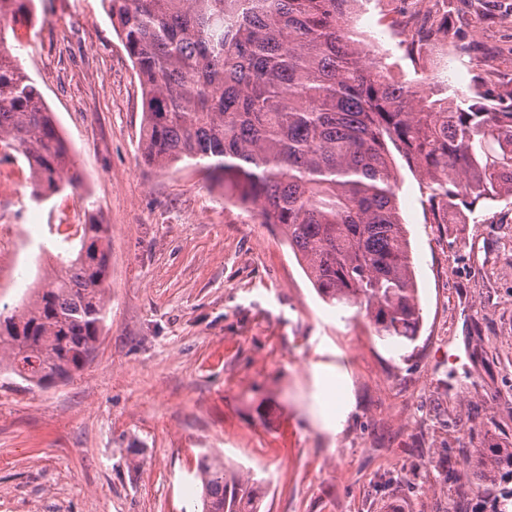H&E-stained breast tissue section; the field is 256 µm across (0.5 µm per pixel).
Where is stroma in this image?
I'll use <instances>...</instances> for the list:
<instances>
[{
  "mask_svg": "<svg viewBox=\"0 0 512 512\" xmlns=\"http://www.w3.org/2000/svg\"><path fill=\"white\" fill-rule=\"evenodd\" d=\"M15 26L84 175L35 209L112 226L106 326L91 360L42 389L0 372V512H201L200 452L253 469L260 512H492L512 496V198L436 224L396 157L422 308L417 340L381 341L317 295L277 225L195 167L138 149L142 95L102 0H35ZM444 16L449 91L512 102V0H355L360 40L409 82L427 72L398 18ZM349 406L321 414L329 384Z\"/></svg>",
  "mask_w": 512,
  "mask_h": 512,
  "instance_id": "stroma-1",
  "label": "stroma"
}]
</instances>
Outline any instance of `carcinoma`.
<instances>
[{"label":"carcinoma","instance_id":"1","mask_svg":"<svg viewBox=\"0 0 512 512\" xmlns=\"http://www.w3.org/2000/svg\"><path fill=\"white\" fill-rule=\"evenodd\" d=\"M137 71L142 158L186 162L224 200L276 224L319 297L382 341L416 340L422 312L387 143L427 178L433 223L512 197V104L443 97L404 81L352 36L350 0H105ZM34 0H0V144L32 167L41 203L84 176L54 113L8 43ZM66 177H61V174ZM111 225L93 211L61 274L0 309L6 370L40 388L87 364L106 317ZM202 512H259L265 481L199 455Z\"/></svg>","mask_w":512,"mask_h":512}]
</instances>
